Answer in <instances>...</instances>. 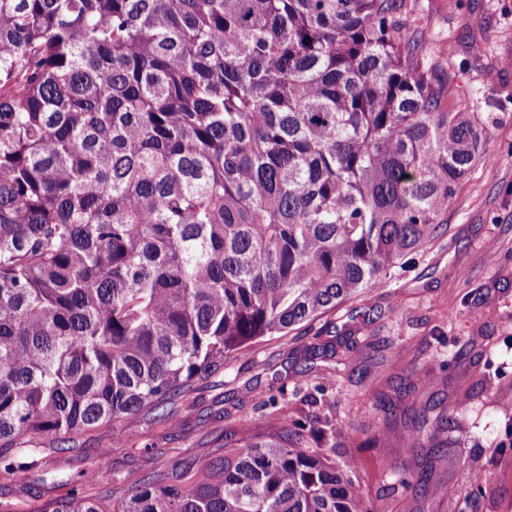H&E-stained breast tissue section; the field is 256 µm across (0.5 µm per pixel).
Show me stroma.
<instances>
[{"label": "stroma", "mask_w": 512, "mask_h": 512, "mask_svg": "<svg viewBox=\"0 0 512 512\" xmlns=\"http://www.w3.org/2000/svg\"><path fill=\"white\" fill-rule=\"evenodd\" d=\"M403 10L407 36L447 50L438 74L454 108L488 117L487 158L449 202L447 233L376 287L196 380L166 419L130 418L28 473H1L14 512H41L79 471L97 470L90 494L124 490L241 435L279 437L288 419L313 422L309 451L357 459L370 512H512V0H404ZM336 335L354 345L343 364L305 360L315 339ZM396 396L452 415L447 466L425 467L409 423L381 411ZM327 419L334 434L321 431ZM421 478L450 495H421Z\"/></svg>", "instance_id": "35a3bbf8"}]
</instances>
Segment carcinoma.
<instances>
[{"instance_id": "cac0c4a2", "label": "carcinoma", "mask_w": 512, "mask_h": 512, "mask_svg": "<svg viewBox=\"0 0 512 512\" xmlns=\"http://www.w3.org/2000/svg\"><path fill=\"white\" fill-rule=\"evenodd\" d=\"M402 0H0V470L133 417L424 254L484 159ZM333 338L310 359L335 357ZM411 408L418 447L451 429ZM239 439L43 512H362Z\"/></svg>"}]
</instances>
